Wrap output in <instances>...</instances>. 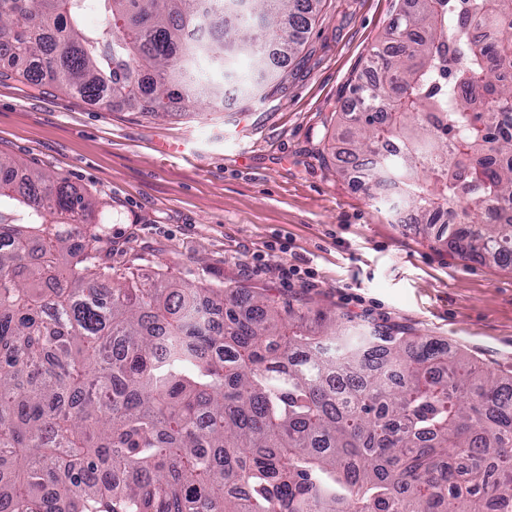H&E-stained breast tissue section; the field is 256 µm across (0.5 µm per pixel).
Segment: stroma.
I'll use <instances>...</instances> for the list:
<instances>
[{
  "instance_id": "1",
  "label": "stroma",
  "mask_w": 512,
  "mask_h": 512,
  "mask_svg": "<svg viewBox=\"0 0 512 512\" xmlns=\"http://www.w3.org/2000/svg\"><path fill=\"white\" fill-rule=\"evenodd\" d=\"M397 0H323L282 84L158 117L21 78L0 81V154L107 203L112 263L212 287L262 288L448 343L512 371V270L462 259L336 170V121ZM307 271V282L284 274Z\"/></svg>"
}]
</instances>
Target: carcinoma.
<instances>
[{
	"instance_id": "1",
	"label": "carcinoma",
	"mask_w": 512,
	"mask_h": 512,
	"mask_svg": "<svg viewBox=\"0 0 512 512\" xmlns=\"http://www.w3.org/2000/svg\"><path fill=\"white\" fill-rule=\"evenodd\" d=\"M450 2L400 0L341 136L413 223L463 203L458 255L512 269V0ZM320 4L0 0V75L178 112L243 56L266 83ZM95 208L0 155V512H512V375L249 288L147 287L100 262Z\"/></svg>"
}]
</instances>
